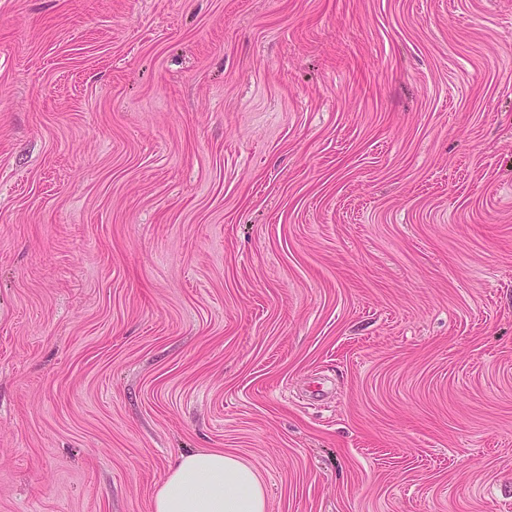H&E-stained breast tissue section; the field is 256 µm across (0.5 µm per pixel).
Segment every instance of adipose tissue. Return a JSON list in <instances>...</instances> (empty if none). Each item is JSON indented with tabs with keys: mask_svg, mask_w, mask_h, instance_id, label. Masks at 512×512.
Wrapping results in <instances>:
<instances>
[{
	"mask_svg": "<svg viewBox=\"0 0 512 512\" xmlns=\"http://www.w3.org/2000/svg\"><path fill=\"white\" fill-rule=\"evenodd\" d=\"M152 512H267L259 473L220 450L183 455L156 491Z\"/></svg>",
	"mask_w": 512,
	"mask_h": 512,
	"instance_id": "obj_1",
	"label": "adipose tissue"
}]
</instances>
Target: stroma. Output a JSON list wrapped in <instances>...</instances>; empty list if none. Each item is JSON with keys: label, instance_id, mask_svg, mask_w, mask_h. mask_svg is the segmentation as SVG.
<instances>
[{"label": "stroma", "instance_id": "1", "mask_svg": "<svg viewBox=\"0 0 512 512\" xmlns=\"http://www.w3.org/2000/svg\"><path fill=\"white\" fill-rule=\"evenodd\" d=\"M512 512V0H0V512ZM152 512H267L259 473L233 453L183 455L156 491Z\"/></svg>", "mask_w": 512, "mask_h": 512}]
</instances>
